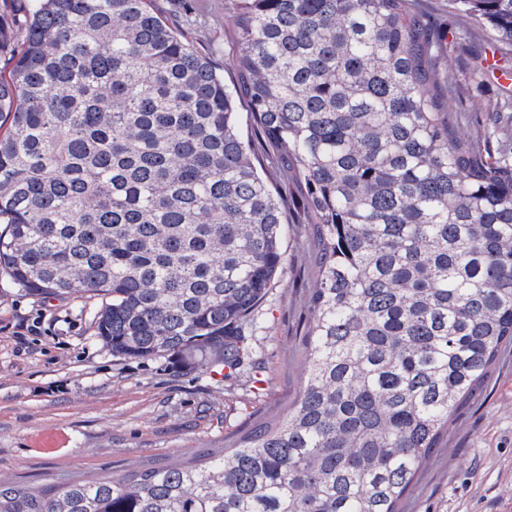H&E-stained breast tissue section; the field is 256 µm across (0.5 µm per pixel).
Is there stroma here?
<instances>
[{"label": "stroma", "instance_id": "1", "mask_svg": "<svg viewBox=\"0 0 512 512\" xmlns=\"http://www.w3.org/2000/svg\"><path fill=\"white\" fill-rule=\"evenodd\" d=\"M193 4L197 21L189 27L178 0H154L162 19L187 28L225 81H236L224 0ZM420 7L446 44L439 67L458 133L498 158L512 142V87L493 70H512V46L450 14L446 0H420ZM286 242L284 268L251 330L255 365L228 376L175 357L113 355L97 335L99 298L0 292V481L39 487L181 466L257 422L283 419L303 384L299 344L318 284L316 245L293 185ZM403 512H512L511 349L423 463Z\"/></svg>", "mask_w": 512, "mask_h": 512}]
</instances>
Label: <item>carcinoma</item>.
<instances>
[{
  "label": "carcinoma",
  "mask_w": 512,
  "mask_h": 512,
  "mask_svg": "<svg viewBox=\"0 0 512 512\" xmlns=\"http://www.w3.org/2000/svg\"><path fill=\"white\" fill-rule=\"evenodd\" d=\"M512 44V0H448ZM229 84L152 0L0 11V288L103 300L112 354L253 361L303 194L319 284L281 421L184 466L39 488L0 512H402L512 346V148L454 128L417 0H224Z\"/></svg>",
  "instance_id": "obj_1"
}]
</instances>
